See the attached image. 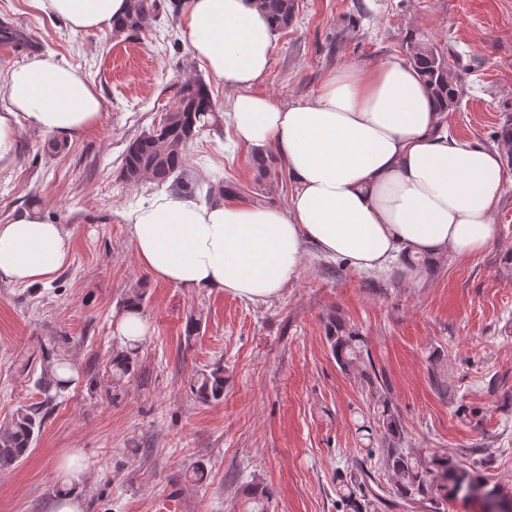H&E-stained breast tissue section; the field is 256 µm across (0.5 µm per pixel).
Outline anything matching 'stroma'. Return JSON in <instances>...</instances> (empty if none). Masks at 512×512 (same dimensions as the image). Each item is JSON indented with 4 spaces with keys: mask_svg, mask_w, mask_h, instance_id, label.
I'll return each mask as SVG.
<instances>
[{
    "mask_svg": "<svg viewBox=\"0 0 512 512\" xmlns=\"http://www.w3.org/2000/svg\"><path fill=\"white\" fill-rule=\"evenodd\" d=\"M297 2L256 93L297 102L330 72L405 55L415 41L459 65L465 92L450 132L494 146L512 116V0ZM4 21L28 41L0 53V70L56 53L94 83L105 108L91 133L57 150L49 133L23 131L19 167L0 174L1 220L35 202L73 240L50 286L0 281V425L42 401L43 352L59 351L75 373L27 456L0 469V512H54L65 491L83 512H251L259 485L272 492L268 512H336L337 474L365 460L356 412L374 407L377 393L336 363L331 321L366 339L415 456L482 461L490 483L512 494L511 166L499 237L475 257L442 259L408 281L311 252L272 299L189 294L138 265L122 214L159 187L126 181L122 166L129 144L176 107L182 85L204 79L220 111L232 90L193 58L169 10L134 33H75L30 0H0ZM186 170L200 187L263 189L280 206L293 190L263 176L251 150L209 130L189 145ZM138 292L148 329L132 376L117 382L111 359L124 343L115 322ZM218 366L224 398L200 402L191 380ZM69 449L83 454L86 477L67 487L55 463ZM368 463L391 491L383 460ZM198 467L200 481L191 477Z\"/></svg>",
    "mask_w": 512,
    "mask_h": 512,
    "instance_id": "35a3bbf8",
    "label": "stroma"
}]
</instances>
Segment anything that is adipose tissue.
I'll use <instances>...</instances> for the list:
<instances>
[{"label": "adipose tissue", "instance_id": "obj_1", "mask_svg": "<svg viewBox=\"0 0 512 512\" xmlns=\"http://www.w3.org/2000/svg\"><path fill=\"white\" fill-rule=\"evenodd\" d=\"M72 31L109 30L129 0H31ZM179 29L193 57L234 90L235 143L287 167V207L228 194L205 202L166 188L123 212L139 265L186 292L217 290L248 301L278 296L307 249L361 272L394 260L420 264L480 254L498 239L502 150L452 136L419 71L391 55L328 74L315 96L288 105L256 93L274 31L255 0H181ZM101 92L80 68L35 53L0 76V173L20 163L23 130L65 139L94 129ZM72 235L32 205L0 222V280L53 283L71 259Z\"/></svg>", "mask_w": 512, "mask_h": 512}]
</instances>
